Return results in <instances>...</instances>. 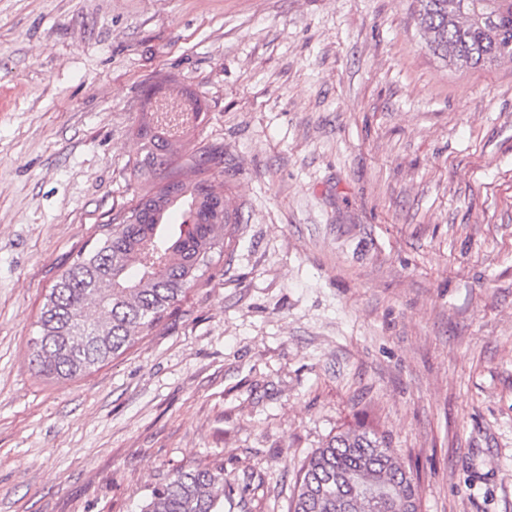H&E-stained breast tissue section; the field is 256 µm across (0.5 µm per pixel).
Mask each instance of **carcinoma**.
<instances>
[{
    "label": "carcinoma",
    "instance_id": "1",
    "mask_svg": "<svg viewBox=\"0 0 512 512\" xmlns=\"http://www.w3.org/2000/svg\"><path fill=\"white\" fill-rule=\"evenodd\" d=\"M427 50L455 70L512 61V0H416ZM197 112H141L138 177L152 183L99 226L45 297L30 339L37 376H87L162 329L186 290L203 283L214 254L240 223L224 171L202 146L181 154ZM418 512L417 485L389 438L366 426L336 432L303 465L291 512ZM142 512H224V461L188 465L150 486Z\"/></svg>",
    "mask_w": 512,
    "mask_h": 512
}]
</instances>
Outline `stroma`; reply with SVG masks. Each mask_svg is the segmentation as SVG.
Returning a JSON list of instances; mask_svg holds the SVG:
<instances>
[{"label": "stroma", "mask_w": 512, "mask_h": 512, "mask_svg": "<svg viewBox=\"0 0 512 512\" xmlns=\"http://www.w3.org/2000/svg\"><path fill=\"white\" fill-rule=\"evenodd\" d=\"M414 0H0V512H141L224 462L290 512L336 431L385 432L419 512H512V62L455 71ZM201 112L240 222L165 329L76 381L44 297L148 190L143 93Z\"/></svg>", "instance_id": "stroma-1"}]
</instances>
